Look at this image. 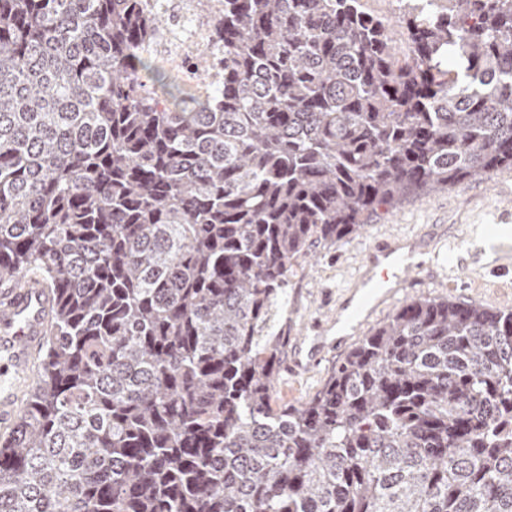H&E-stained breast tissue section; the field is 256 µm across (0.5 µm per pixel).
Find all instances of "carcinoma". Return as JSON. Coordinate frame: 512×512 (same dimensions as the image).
<instances>
[{
  "instance_id": "carcinoma-1",
  "label": "carcinoma",
  "mask_w": 512,
  "mask_h": 512,
  "mask_svg": "<svg viewBox=\"0 0 512 512\" xmlns=\"http://www.w3.org/2000/svg\"><path fill=\"white\" fill-rule=\"evenodd\" d=\"M224 0V85L146 88L165 11L0 0V283L40 278L0 512H512V312L416 298L307 402L293 262L512 168V0Z\"/></svg>"
}]
</instances>
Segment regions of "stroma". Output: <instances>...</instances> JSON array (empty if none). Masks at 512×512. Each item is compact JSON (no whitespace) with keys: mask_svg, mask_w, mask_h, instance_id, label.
Listing matches in <instances>:
<instances>
[{"mask_svg":"<svg viewBox=\"0 0 512 512\" xmlns=\"http://www.w3.org/2000/svg\"><path fill=\"white\" fill-rule=\"evenodd\" d=\"M383 236L416 241L427 268L408 273L404 288L378 313L377 322L416 297L512 310V169H504L429 192L394 209H379L360 234L298 260L279 297L270 334L287 337L292 347L313 335L315 321L351 300L367 251ZM345 355L342 349L328 351L306 374L281 368L273 389L275 404L306 402Z\"/></svg>","mask_w":512,"mask_h":512,"instance_id":"1","label":"stroma"}]
</instances>
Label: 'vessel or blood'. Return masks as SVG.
<instances>
[{"instance_id": "1", "label": "vessel or blood", "mask_w": 512, "mask_h": 512, "mask_svg": "<svg viewBox=\"0 0 512 512\" xmlns=\"http://www.w3.org/2000/svg\"><path fill=\"white\" fill-rule=\"evenodd\" d=\"M414 252L393 240L375 243L367 252L358 287L375 288L371 300L353 311H340L338 321L360 332L364 317L373 316L379 306L405 285V273L417 266ZM52 315V301L44 288L31 282L22 287L0 290V407H11L14 400L12 382L34 361L43 344ZM326 344L322 337L303 340L296 348L294 367L308 370L321 361Z\"/></svg>"}]
</instances>
